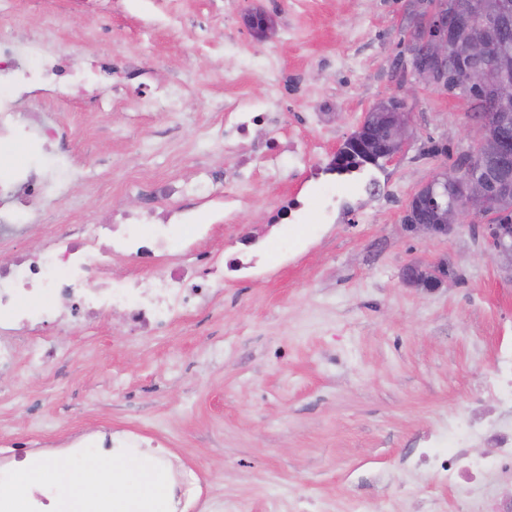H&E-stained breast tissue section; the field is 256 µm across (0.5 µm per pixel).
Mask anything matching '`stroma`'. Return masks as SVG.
<instances>
[{
	"instance_id": "stroma-1",
	"label": "stroma",
	"mask_w": 512,
	"mask_h": 512,
	"mask_svg": "<svg viewBox=\"0 0 512 512\" xmlns=\"http://www.w3.org/2000/svg\"><path fill=\"white\" fill-rule=\"evenodd\" d=\"M0 0V13L43 19L70 63L112 61V107L84 98L62 117L69 154L108 155L118 167L103 191L76 183L74 205L34 230L42 249L66 222L146 205L142 182L197 185L195 220L206 239L172 243L156 264L185 263L187 250L219 260L259 229L281 199L305 195L371 107L409 75L400 64L404 0ZM259 8L268 38L245 22ZM182 90L178 109L142 112L141 83ZM252 101L273 123L251 139L296 142L278 170L256 157L243 179L198 186L204 168H228L219 135L224 106ZM409 137L361 185L336 192L351 206L337 222L309 224L307 242L279 257L288 226L271 231L266 268L227 278L201 311L165 336L131 331L119 314L65 324L49 368L27 354L0 372V431L57 439L101 424L165 436L167 454L193 469L191 512H481L512 492V470L479 489L448 488L432 466L411 468L424 448L448 441V420L481 392L493 348L512 335V274L483 257L469 229L421 239L404 227L412 195L434 172L472 149L466 99L418 85ZM445 145L434 154L432 143ZM241 196L233 223L224 197ZM446 263L454 276L427 292L406 285L411 263Z\"/></svg>"
}]
</instances>
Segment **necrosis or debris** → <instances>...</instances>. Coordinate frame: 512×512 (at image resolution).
<instances>
[{"label": "necrosis or debris", "instance_id": "obj_1", "mask_svg": "<svg viewBox=\"0 0 512 512\" xmlns=\"http://www.w3.org/2000/svg\"><path fill=\"white\" fill-rule=\"evenodd\" d=\"M61 65L44 37L17 39L0 35V141L40 143L42 165L25 160L15 165V176L0 181V246L26 237L44 223L48 209L62 208L71 186L87 181L92 169L109 170L112 159L95 157L91 165H76L66 152L69 130L58 113L72 98V90L55 79ZM154 199L179 198L177 209L156 214L154 224H72L60 236L50 237L40 253L0 256V370L13 364L20 345L30 358L46 365L54 347L44 329L58 314L85 320L121 312L130 327L155 336L167 335L171 325L197 310L214 285L198 281L195 269L213 261L206 252L193 255L191 267L155 269L150 277L113 284L109 267L113 257L150 264L165 250L172 227L190 228L194 235L209 227L194 221L196 191L167 180L150 182ZM50 296L52 305L37 304L28 296L31 286ZM452 446L429 448L419 459L439 461L440 474L452 487H473L481 478L512 466V419L482 413L466 424L452 421ZM490 447L480 459L468 455L474 443ZM144 444L139 429H115L102 424L78 430L60 439L27 438L0 446V483H7L17 465L39 467L54 456L78 461L86 455H109Z\"/></svg>", "mask_w": 512, "mask_h": 512}]
</instances>
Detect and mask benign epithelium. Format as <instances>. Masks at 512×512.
I'll list each match as a JSON object with an SVG mask.
<instances>
[{
    "label": "benign epithelium",
    "instance_id": "1",
    "mask_svg": "<svg viewBox=\"0 0 512 512\" xmlns=\"http://www.w3.org/2000/svg\"><path fill=\"white\" fill-rule=\"evenodd\" d=\"M409 9L419 15L428 36L419 44L420 55L426 65L413 69L417 82L449 93L467 88L491 100L493 114H483L472 121L474 154L478 157L498 158L497 170L482 172L468 165L453 172L443 171L425 181L417 194L428 200L429 207L440 214L439 224H407L408 232L430 238L445 237L462 227V222L484 217L485 224L472 227L473 234L482 238L484 252L512 273V214L502 209V200L512 196V142L503 136L512 120V79L502 72L512 68V57L500 54L497 33L512 29V3L503 0L491 13L492 24H469L465 31L448 34L434 0H413ZM365 119L372 126L385 125L388 135L381 156L389 160L405 145L408 137V113L367 112ZM374 153L357 140H348L336 152L341 164L370 161ZM463 186V193L453 204L448 197V184ZM403 281L411 286L432 291L440 287L444 276L436 267L408 264L402 270Z\"/></svg>",
    "mask_w": 512,
    "mask_h": 512
}]
</instances>
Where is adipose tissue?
Listing matches in <instances>:
<instances>
[{
  "mask_svg": "<svg viewBox=\"0 0 512 512\" xmlns=\"http://www.w3.org/2000/svg\"><path fill=\"white\" fill-rule=\"evenodd\" d=\"M14 481L54 486V512H170L166 477L147 452L112 461L95 458L79 473L64 464L23 468Z\"/></svg>",
  "mask_w": 512,
  "mask_h": 512,
  "instance_id": "adipose-tissue-1",
  "label": "adipose tissue"
}]
</instances>
